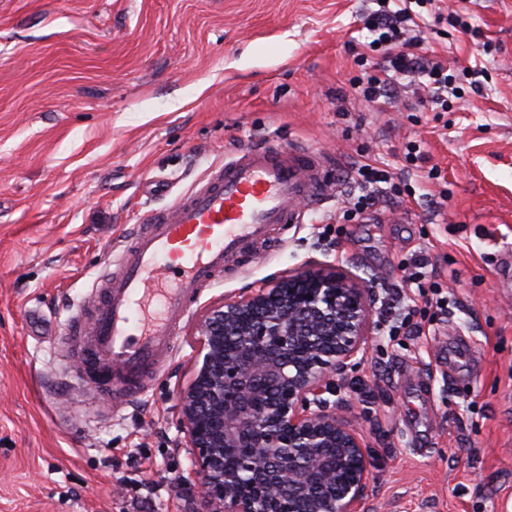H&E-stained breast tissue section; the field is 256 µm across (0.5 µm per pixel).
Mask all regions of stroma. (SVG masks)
I'll use <instances>...</instances> for the list:
<instances>
[{
    "mask_svg": "<svg viewBox=\"0 0 512 512\" xmlns=\"http://www.w3.org/2000/svg\"><path fill=\"white\" fill-rule=\"evenodd\" d=\"M372 0H0V512H188L180 436L198 324L272 277L327 266L365 279L377 331L341 379L370 446L362 512H508L512 501V0H467L473 38L419 36L458 70L465 102L371 112L351 96ZM490 73L478 93L465 70ZM441 170L407 171V141ZM271 143L327 160L316 208L202 290L151 387L124 402L75 377L62 343L118 239L226 153ZM413 195L343 219L362 163ZM424 256L447 311L407 291ZM428 267L427 261L422 257L411 258L408 262L404 263L401 266V271L403 272L400 279V288L403 292L402 295H398L396 299V305L393 307L396 311H402L399 314L401 318H397L394 323L391 324L390 332L397 331L400 328L406 326L410 322L411 310L410 306L405 304L406 294L403 288H412V285H416L419 293H422V288H431L435 289L434 292H431L432 295H440V293H435L438 291V287L435 285L437 283H427L426 276V268ZM428 284V286H426Z\"/></svg>",
    "mask_w": 512,
    "mask_h": 512,
    "instance_id": "1",
    "label": "stroma"
}]
</instances>
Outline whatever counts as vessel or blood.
I'll list each match as a JSON object with an SVG mask.
<instances>
[{
  "label": "vessel or blood",
  "instance_id": "obj_1",
  "mask_svg": "<svg viewBox=\"0 0 512 512\" xmlns=\"http://www.w3.org/2000/svg\"><path fill=\"white\" fill-rule=\"evenodd\" d=\"M324 168L319 153L256 144L225 156L170 206L144 213L115 268L97 278L90 311L67 323L81 345V379L130 398L145 393L201 288L272 226L315 205Z\"/></svg>",
  "mask_w": 512,
  "mask_h": 512
}]
</instances>
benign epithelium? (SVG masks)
I'll return each mask as SVG.
<instances>
[{"label": "benign epithelium", "instance_id": "7a95c632", "mask_svg": "<svg viewBox=\"0 0 512 512\" xmlns=\"http://www.w3.org/2000/svg\"><path fill=\"white\" fill-rule=\"evenodd\" d=\"M200 330L177 407L190 512H361L372 459L334 396L375 331L368 284L340 267L281 275Z\"/></svg>", "mask_w": 512, "mask_h": 512}]
</instances>
